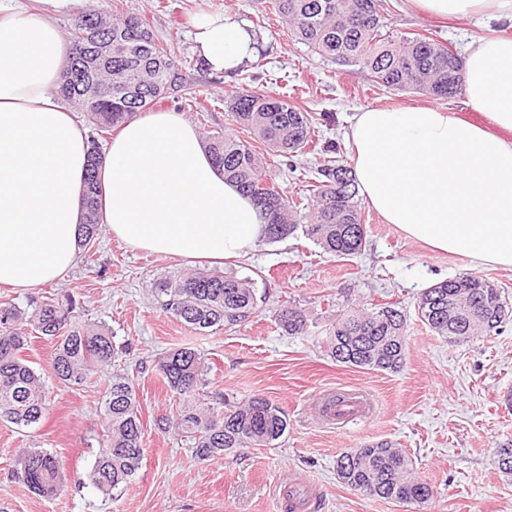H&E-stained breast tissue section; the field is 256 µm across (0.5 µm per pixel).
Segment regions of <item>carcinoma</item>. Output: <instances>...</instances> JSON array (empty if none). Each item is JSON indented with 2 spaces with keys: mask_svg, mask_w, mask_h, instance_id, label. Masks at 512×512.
Here are the masks:
<instances>
[{
  "mask_svg": "<svg viewBox=\"0 0 512 512\" xmlns=\"http://www.w3.org/2000/svg\"><path fill=\"white\" fill-rule=\"evenodd\" d=\"M269 10L289 26L299 43L343 67L366 72L380 87L415 91L445 99L462 91V58L448 46L423 33L394 36L385 32L383 0H268ZM112 42L110 59L92 65L87 49L92 39ZM179 83L176 93L166 85ZM96 90L87 96L88 85ZM60 95L74 102L98 138L89 141L90 164L85 175L83 246L91 248L101 226L99 167L104 152L100 140L141 112L168 99L190 111H201L197 90L181 74L173 44L159 40L146 18L118 10L93 9L76 20L62 68ZM232 120L253 141L232 134H213L206 148L224 175L236 183L265 213L266 241L276 242L297 231L326 253L337 257L359 254L366 230L355 197V179L340 160L322 166V180L306 205L288 198L269 183L259 142L277 156L290 158L312 143L309 113L281 97L258 88L228 96ZM165 297L163 309L205 331L240 326L257 312L254 282L234 272L194 271L165 276L156 282ZM420 320L451 342L490 335L512 318V307L498 286L476 276L450 278L425 289L418 303ZM74 303L53 298L39 304L32 315L10 302L0 304V421L19 428L40 423L49 410L48 392L37 370L25 356L30 331L54 342L56 377L80 386L98 375L106 388L102 399L105 438L88 473L103 496L129 484L144 458V426L132 377L116 368L118 352L112 331L104 326L74 323ZM278 326L291 336L306 327L302 310L282 308ZM406 317L392 305L351 308L329 331L330 356L345 367L398 371L406 353ZM178 406L166 423L192 441L198 460L224 456L234 448L273 447L287 430L281 409L261 394L228 404L211 401L200 390L209 384L208 365L198 351L183 347L157 361ZM339 481L363 495L402 504H421L432 488L413 475L412 460L387 442L367 443L353 457L336 460ZM15 481L42 497H52L65 486L60 460L42 448H21L14 457Z\"/></svg>",
  "mask_w": 512,
  "mask_h": 512,
  "instance_id": "obj_1",
  "label": "carcinoma"
}]
</instances>
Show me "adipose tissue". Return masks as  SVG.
Masks as SVG:
<instances>
[{"instance_id": "adipose-tissue-1", "label": "adipose tissue", "mask_w": 512, "mask_h": 512, "mask_svg": "<svg viewBox=\"0 0 512 512\" xmlns=\"http://www.w3.org/2000/svg\"><path fill=\"white\" fill-rule=\"evenodd\" d=\"M0 0V285L31 288L75 264L84 222L88 135L57 94L77 0ZM420 14L481 17L496 32L467 43L463 105L363 107L345 136L357 189L386 223L430 251L512 269V0H409ZM212 74L255 49L233 18L196 20ZM102 222L134 251L188 262L238 259L265 239L266 218L225 179L198 129L171 110L143 112L109 143Z\"/></svg>"}]
</instances>
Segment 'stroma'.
I'll use <instances>...</instances> for the list:
<instances>
[{"mask_svg": "<svg viewBox=\"0 0 512 512\" xmlns=\"http://www.w3.org/2000/svg\"><path fill=\"white\" fill-rule=\"evenodd\" d=\"M142 15L160 39L172 41L187 83L202 90L204 113L186 118L204 135L231 133L246 138L227 111L231 91L259 87L287 96L309 112L313 140L336 144L349 158L344 131L357 109L410 105L421 94L374 85L360 70L323 59L293 41L279 18L259 0H116ZM388 27L395 33L431 32L463 51L481 35L479 19L450 26L421 19L405 0H388ZM231 16L252 31L259 47L241 72L223 77L205 69L197 55L193 18L198 12ZM318 155H267L270 181L290 197H306L318 181ZM366 246L361 255L339 258L323 252L302 233L262 242L242 259L217 265L252 278L264 295L250 322L199 331L166 313L155 292L157 279L188 270L186 261L128 249L101 231L93 258L79 257L63 279L37 288L0 285V302L33 311L47 297L70 298L77 322L109 327L115 345L127 348L123 363L138 388L145 455L135 479L106 498L92 487L88 472L103 433V386L90 378L81 386L59 382L53 345L33 340L27 354L46 383L50 406L30 428L0 422V512H286V498L273 487L292 477L311 501L309 512H512V475L500 472V449L512 446V322L492 336L451 343L418 316L421 293L443 280L472 274L495 283L512 305V269L476 264L461 255L430 252L409 240L369 206H362ZM393 304L407 315V349L395 372L346 368L325 347L336 320L355 305ZM285 306L306 316L304 334L291 336L275 315ZM198 350L209 366L208 392L228 402L264 395L286 414L288 430L277 447L236 448L223 458L200 461L191 442L164 428L175 401L156 367L174 349ZM349 390L366 394L372 410L348 424L322 423V394ZM387 441L408 454L417 476L433 489L421 505L399 504L348 489L336 476L342 453L367 442ZM21 448H44L66 474L63 491L52 498L30 493L11 476V458Z\"/></svg>", "mask_w": 512, "mask_h": 512, "instance_id": "stroma-1", "label": "stroma"}]
</instances>
